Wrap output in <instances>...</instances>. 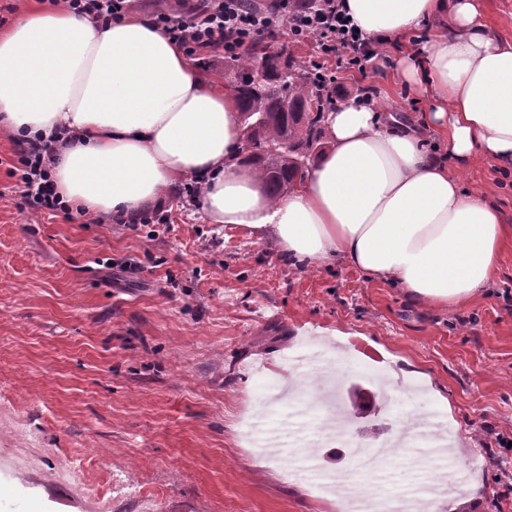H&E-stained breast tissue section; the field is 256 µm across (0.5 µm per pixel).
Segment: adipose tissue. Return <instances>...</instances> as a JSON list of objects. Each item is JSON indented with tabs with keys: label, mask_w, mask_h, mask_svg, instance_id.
Masks as SVG:
<instances>
[{
	"label": "adipose tissue",
	"mask_w": 512,
	"mask_h": 512,
	"mask_svg": "<svg viewBox=\"0 0 512 512\" xmlns=\"http://www.w3.org/2000/svg\"><path fill=\"white\" fill-rule=\"evenodd\" d=\"M344 5L419 110L408 120L337 103L322 121L328 149L278 200L240 163L232 91L200 77L142 13L99 26L45 2L0 34V136H76L54 179L85 214L127 219L197 177L210 223L271 236L288 265L339 263L414 302L463 305L495 284L512 248L502 209L459 176L478 158L512 171V36L489 25L484 0ZM399 460L380 456L377 477L352 479L376 512L397 494Z\"/></svg>",
	"instance_id": "obj_1"
}]
</instances>
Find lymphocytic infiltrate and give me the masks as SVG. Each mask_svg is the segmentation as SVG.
<instances>
[{"mask_svg": "<svg viewBox=\"0 0 512 512\" xmlns=\"http://www.w3.org/2000/svg\"><path fill=\"white\" fill-rule=\"evenodd\" d=\"M253 0H183L180 9L158 7L152 13L157 27L169 34L196 62L212 57L238 60L251 56L265 35L286 33L289 42H313L316 68L338 85L340 67L366 70L382 59L380 49L357 37L342 0H307L295 10L292 0H266L256 8ZM67 8L96 24L123 19L133 8L131 0H65ZM22 199L33 214L42 211L71 215V208L56 194L53 169L57 160L54 140L20 139L15 143Z\"/></svg>", "mask_w": 512, "mask_h": 512, "instance_id": "1", "label": "lymphocytic infiltrate"}]
</instances>
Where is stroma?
Listing matches in <instances>:
<instances>
[{
  "label": "stroma",
  "mask_w": 512,
  "mask_h": 512,
  "mask_svg": "<svg viewBox=\"0 0 512 512\" xmlns=\"http://www.w3.org/2000/svg\"><path fill=\"white\" fill-rule=\"evenodd\" d=\"M414 112L406 88L344 73ZM0 137V503L15 512H336L312 476L288 479L317 430L311 384L281 401L310 335L337 334L342 403L365 407L355 446L374 447L379 411L420 404L452 427L474 512H512V249L474 302L450 311L341 265L298 269L272 238L208 223L172 193L155 229L34 216ZM466 188L512 225V174L474 162ZM127 261L137 272L122 271ZM278 423L284 450L253 455L241 424Z\"/></svg>",
  "instance_id": "obj_1"
}]
</instances>
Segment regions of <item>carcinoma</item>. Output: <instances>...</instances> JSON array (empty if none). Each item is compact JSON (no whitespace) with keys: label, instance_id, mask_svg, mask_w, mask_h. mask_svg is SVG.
<instances>
[{"label":"carcinoma","instance_id":"carcinoma-1","mask_svg":"<svg viewBox=\"0 0 512 512\" xmlns=\"http://www.w3.org/2000/svg\"><path fill=\"white\" fill-rule=\"evenodd\" d=\"M227 79L244 119L243 163L277 200L324 151L322 116L333 105L332 91L313 67L289 56L284 47L268 45L232 63Z\"/></svg>","mask_w":512,"mask_h":512}]
</instances>
